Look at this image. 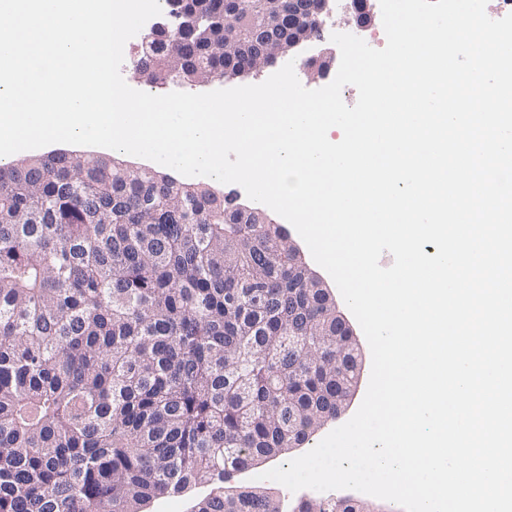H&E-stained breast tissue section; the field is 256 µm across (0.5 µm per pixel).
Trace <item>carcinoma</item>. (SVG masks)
Returning <instances> with one entry per match:
<instances>
[{
  "mask_svg": "<svg viewBox=\"0 0 512 512\" xmlns=\"http://www.w3.org/2000/svg\"><path fill=\"white\" fill-rule=\"evenodd\" d=\"M183 2L189 19L149 40L148 83L176 59L221 78L260 52L226 50L224 0ZM278 2L285 54L303 38ZM264 20L244 0L239 28ZM287 240L206 184L115 156L0 164V512H142L198 484L193 512H283L224 482L308 443L361 368L336 363L352 337Z\"/></svg>",
  "mask_w": 512,
  "mask_h": 512,
  "instance_id": "1",
  "label": "carcinoma"
}]
</instances>
